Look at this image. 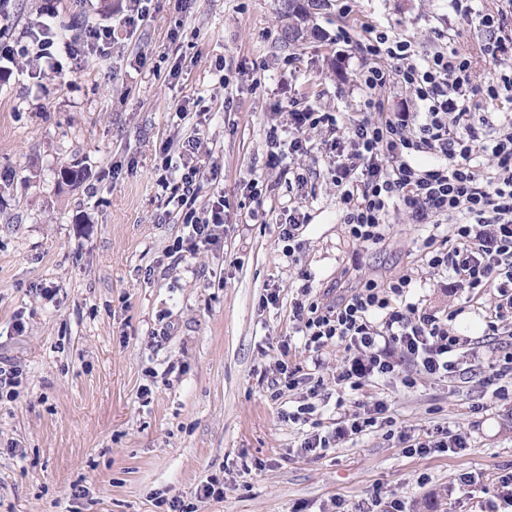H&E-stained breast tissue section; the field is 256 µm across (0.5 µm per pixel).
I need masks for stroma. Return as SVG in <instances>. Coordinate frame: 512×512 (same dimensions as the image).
Listing matches in <instances>:
<instances>
[{
  "mask_svg": "<svg viewBox=\"0 0 512 512\" xmlns=\"http://www.w3.org/2000/svg\"><path fill=\"white\" fill-rule=\"evenodd\" d=\"M281 0H148L127 24V0H10L0 39L43 21L64 39L112 26L115 39L59 54L58 73L0 69V512H160L175 496L196 512H359L373 498L409 512H478L512 474V379L504 398L483 374L384 378L351 393L336 382L346 353L330 346L314 367L292 304L303 286L330 302L342 289L408 274L419 309L457 311L454 330L484 342L491 290L449 287L422 259L428 229L389 215L379 244L356 245L344 224L321 147L305 158L311 221L296 260L277 223L292 198L287 167L269 170L266 140L289 97L323 112L358 111L356 42L366 26L435 50L448 28L480 78H494L470 19L448 0H330L320 36L282 46ZM352 44L337 42L341 27ZM199 134L195 155L182 143ZM200 165L196 205L223 197L226 232L195 253H172L182 235L168 178ZM66 168L83 169L77 184ZM263 185L248 196L249 180ZM266 212L265 222L252 219ZM278 285L280 303L263 307ZM23 331H16V322ZM289 353H282V343ZM322 379L315 413L344 414L387 402L391 423L310 455L306 426L288 411L308 384L277 383L281 361ZM448 428L459 452L407 453L401 435ZM472 474L471 496L456 493ZM224 496L201 499L209 476Z\"/></svg>",
  "mask_w": 512,
  "mask_h": 512,
  "instance_id": "1",
  "label": "stroma"
}]
</instances>
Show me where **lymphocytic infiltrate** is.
Returning <instances> with one entry per match:
<instances>
[{
    "label": "lymphocytic infiltrate",
    "mask_w": 512,
    "mask_h": 512,
    "mask_svg": "<svg viewBox=\"0 0 512 512\" xmlns=\"http://www.w3.org/2000/svg\"><path fill=\"white\" fill-rule=\"evenodd\" d=\"M448 2L453 12L475 19L483 36L480 51L499 67L495 80H478L471 56L447 44V31L436 33L444 47L422 53L413 40L367 28L358 47L374 63L356 76L363 97L359 112L344 118L291 98L287 136L274 128L267 135V164L278 167L283 154L292 155L298 160L291 170L294 183L306 187L307 171L299 160L312 150V133H322L341 221L353 240L362 247L380 243L395 209L406 211L411 223L432 225L434 232L423 243L426 267L448 273L457 288L493 289L485 333L497 336L512 321V113L493 109L512 103V68L504 66L512 59V0L493 11L476 8L475 0ZM58 47L52 32L26 34L0 43V62L28 57L40 69L54 71ZM394 85L415 96L418 111H384L382 94ZM422 155L432 157V164H417ZM199 175L198 166H187L171 192L193 248L217 241L224 229L223 200L202 213L195 207ZM411 283L408 275L383 285L369 280L332 303L296 300L293 318L314 366L322 365L325 347H344L338 383L353 392L401 375L406 362L414 368L401 375L407 387L420 376L456 373L469 341L451 332L455 313L440 318L405 302ZM309 392L311 402L288 418L311 424L301 445L311 454L369 430L389 411L387 403L378 402L326 429L309 420L319 389L311 386Z\"/></svg>",
    "instance_id": "obj_1"
}]
</instances>
